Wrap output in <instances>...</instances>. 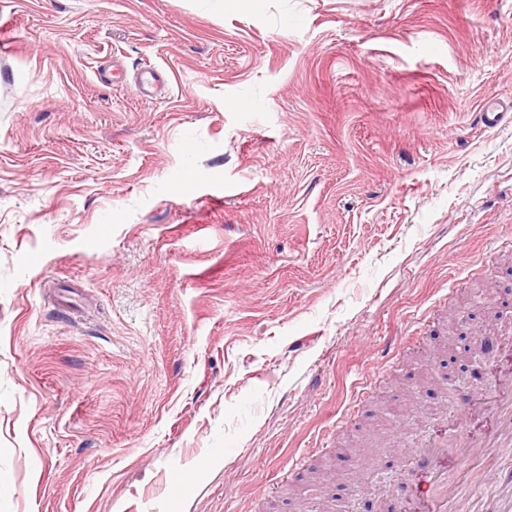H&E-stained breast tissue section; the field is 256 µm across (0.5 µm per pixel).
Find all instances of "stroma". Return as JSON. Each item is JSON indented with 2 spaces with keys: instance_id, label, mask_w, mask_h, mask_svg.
<instances>
[{
  "instance_id": "stroma-1",
  "label": "stroma",
  "mask_w": 512,
  "mask_h": 512,
  "mask_svg": "<svg viewBox=\"0 0 512 512\" xmlns=\"http://www.w3.org/2000/svg\"><path fill=\"white\" fill-rule=\"evenodd\" d=\"M491 310L512 0H0V512H412Z\"/></svg>"
}]
</instances>
